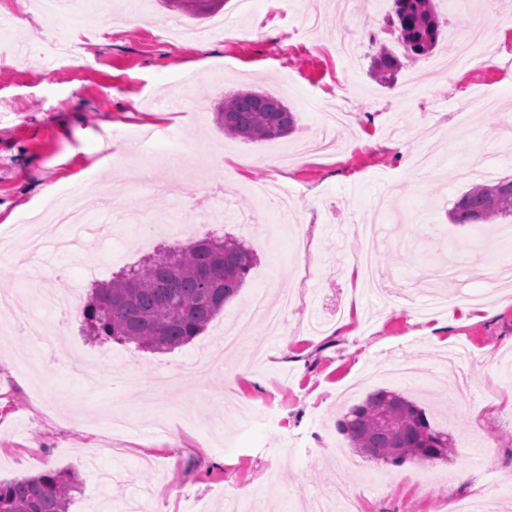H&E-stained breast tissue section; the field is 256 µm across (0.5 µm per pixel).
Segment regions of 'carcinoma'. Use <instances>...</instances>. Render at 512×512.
Returning <instances> with one entry per match:
<instances>
[{"instance_id":"1","label":"carcinoma","mask_w":512,"mask_h":512,"mask_svg":"<svg viewBox=\"0 0 512 512\" xmlns=\"http://www.w3.org/2000/svg\"><path fill=\"white\" fill-rule=\"evenodd\" d=\"M172 10L207 13L224 0H166ZM390 25L407 57L433 51L441 35L434 0H393ZM378 75L399 67L385 46L374 56ZM217 120L224 133L248 141L272 140L294 127V113L278 98L252 90L224 101ZM512 218V177L494 179L464 192L453 204L454 224L491 223ZM254 263L249 245L224 236L179 243L143 262L125 268L111 281L91 289L83 317L96 336L133 343L163 353L200 335L242 288ZM338 432L354 450L386 465L407 462L433 465L450 459L454 440L433 425L426 410L387 389L370 393L336 420ZM81 492L73 471H50L0 481V512H69Z\"/></svg>"}]
</instances>
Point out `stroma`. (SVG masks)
Here are the masks:
<instances>
[{
  "instance_id": "1",
  "label": "stroma",
  "mask_w": 512,
  "mask_h": 512,
  "mask_svg": "<svg viewBox=\"0 0 512 512\" xmlns=\"http://www.w3.org/2000/svg\"><path fill=\"white\" fill-rule=\"evenodd\" d=\"M128 0H112L115 27L108 36L75 17L49 20L35 0H6L0 35L12 43L0 54V228L12 233L14 250L0 257V290L11 291L15 311L53 322L50 295L87 299L94 282L110 281L107 261L119 244L127 264L167 245L137 229L165 217L179 221L196 208L213 210L202 186L222 189L230 205L223 221L190 224L191 240L210 235L246 237L255 262L238 295L191 342L165 353L101 342L81 318L56 333L51 348L30 364L26 337L0 336V480L48 471H74L82 484L70 512H121L140 496L142 512H224L227 496L249 491L264 512H304V493L331 496L343 479L359 497V512H451L459 498L484 500L490 512H512V293L495 294L489 276L512 262V236L491 244L478 224H452L448 211L458 196L486 177L512 175V0L487 17L485 63L430 75L425 87L401 90L412 69L404 64L393 85L379 83L372 59L379 45L395 46L387 31L392 13L385 0L377 23L346 0H302L301 14L325 20L314 40L284 38L273 14L280 0H226L218 16L228 26H254L252 42L228 37L209 41L161 38L159 0H148L150 19H126ZM442 33L434 57L452 52L455 39L478 14L467 0H439ZM28 19L27 28L12 19ZM345 33L358 43L354 61L341 59L334 41ZM493 84L494 107L459 122L457 101ZM240 90L269 93L296 116L290 135L246 142L225 135L216 120L224 96ZM343 97L353 117L335 146L315 152L311 141L326 103ZM154 132L158 159L133 160L138 178L121 171L100 147L104 136L123 142L127 130ZM291 156L279 166L275 153ZM426 153L437 177L421 178L410 158ZM275 181L299 190L291 223H262L242 231L239 217L257 204L249 187ZM86 187L90 194L126 203L127 212L98 216L101 240L82 254L52 259L42 277L29 281L26 218L49 208L43 185ZM411 214L412 233L398 250L378 245L375 260L386 271V294L351 276L365 239L360 226L387 222L376 212L384 191ZM454 263L463 301L429 318L416 315L422 291L445 290L441 279L421 289L424 270ZM289 293L286 327L249 320L253 298L278 303ZM238 327L267 344L254 362L246 351L224 358L223 370L199 365L207 350ZM454 345L470 347L475 366L465 369L473 399L456 396L457 383L437 369ZM91 358L89 377L69 373L65 360ZM403 361L413 383L386 374ZM194 372L178 395L153 389L156 374L182 363ZM237 399L263 418L244 422L227 415L225 378ZM395 390L417 401L432 423L453 439L474 432L491 437L492 453L471 449L473 464L460 477L461 454L434 465H385L361 460L343 469L337 449H348L335 426L343 408L373 390ZM122 439L119 458L104 448Z\"/></svg>"
}]
</instances>
